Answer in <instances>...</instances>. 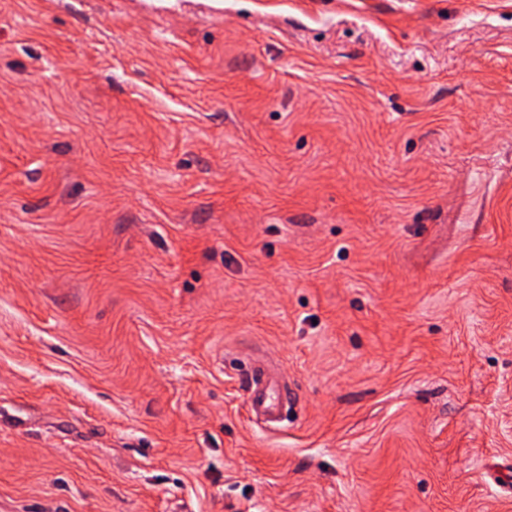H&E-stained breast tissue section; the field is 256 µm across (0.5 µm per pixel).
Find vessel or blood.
I'll use <instances>...</instances> for the list:
<instances>
[{
    "mask_svg": "<svg viewBox=\"0 0 512 512\" xmlns=\"http://www.w3.org/2000/svg\"><path fill=\"white\" fill-rule=\"evenodd\" d=\"M244 397L252 414L265 423L285 419V388L260 362H245L240 372Z\"/></svg>",
    "mask_w": 512,
    "mask_h": 512,
    "instance_id": "vessel-or-blood-1",
    "label": "vessel or blood"
}]
</instances>
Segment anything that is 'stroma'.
<instances>
[{"label":"stroma","instance_id":"stroma-1","mask_svg":"<svg viewBox=\"0 0 512 512\" xmlns=\"http://www.w3.org/2000/svg\"><path fill=\"white\" fill-rule=\"evenodd\" d=\"M0 512H512V0H0ZM240 371L244 397L252 414L265 423H278L285 419V388L280 380L259 361L243 362Z\"/></svg>","mask_w":512,"mask_h":512}]
</instances>
